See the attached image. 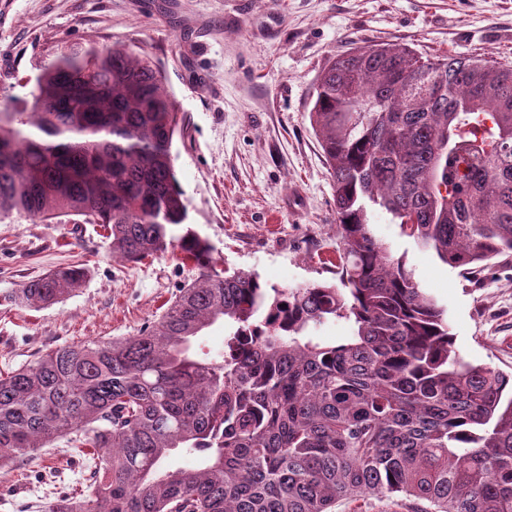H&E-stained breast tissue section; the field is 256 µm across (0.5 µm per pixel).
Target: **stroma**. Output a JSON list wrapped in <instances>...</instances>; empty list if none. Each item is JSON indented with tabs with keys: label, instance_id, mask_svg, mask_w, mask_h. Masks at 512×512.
<instances>
[{
	"label": "stroma",
	"instance_id": "1",
	"mask_svg": "<svg viewBox=\"0 0 512 512\" xmlns=\"http://www.w3.org/2000/svg\"><path fill=\"white\" fill-rule=\"evenodd\" d=\"M146 54L179 102L177 182L187 224L220 268L292 288L336 279L333 181L310 122L322 70L350 48L400 43L512 66V0H0V107L22 105L40 67L69 45ZM371 230L404 257L447 314L466 360L512 373V256L465 274L377 210ZM82 288L33 310L9 300L60 266ZM197 275L180 252L112 255L105 230L69 216L0 220V370L76 341L136 335ZM85 456L59 439L0 468V512H44L87 491Z\"/></svg>",
	"mask_w": 512,
	"mask_h": 512
}]
</instances>
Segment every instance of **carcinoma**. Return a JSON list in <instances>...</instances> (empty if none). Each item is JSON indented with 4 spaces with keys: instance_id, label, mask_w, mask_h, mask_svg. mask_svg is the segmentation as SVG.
Segmentation results:
<instances>
[{
    "instance_id": "carcinoma-1",
    "label": "carcinoma",
    "mask_w": 512,
    "mask_h": 512,
    "mask_svg": "<svg viewBox=\"0 0 512 512\" xmlns=\"http://www.w3.org/2000/svg\"><path fill=\"white\" fill-rule=\"evenodd\" d=\"M125 47L70 48L25 109H0V216L81 215L127 261L198 269L136 336L49 348L0 372V463L65 438L89 492L47 512H335L365 496L416 512H512V375L465 360L445 310L373 236L379 208L461 271L512 255V68L398 43L341 53L310 112L336 187L338 281L267 288L213 264L185 225L178 102ZM83 267L22 283L40 309ZM329 320L351 335L329 342ZM224 327V350L199 349ZM177 452L192 468H165Z\"/></svg>"
}]
</instances>
